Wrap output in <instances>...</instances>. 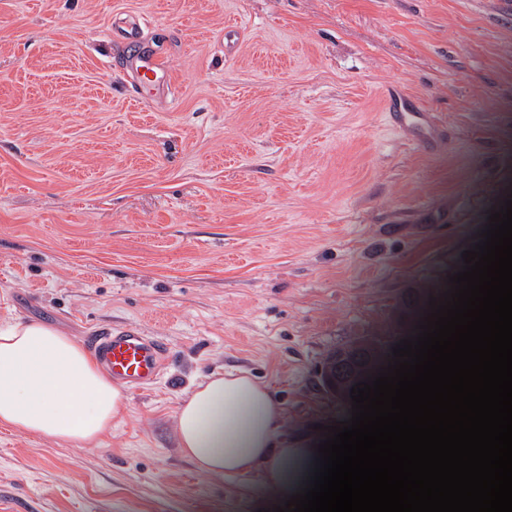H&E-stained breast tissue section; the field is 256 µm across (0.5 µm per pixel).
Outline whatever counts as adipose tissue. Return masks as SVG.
Here are the masks:
<instances>
[{
	"mask_svg": "<svg viewBox=\"0 0 512 512\" xmlns=\"http://www.w3.org/2000/svg\"><path fill=\"white\" fill-rule=\"evenodd\" d=\"M127 407L122 387L74 337L38 321L0 327V427L75 447L97 445ZM175 420L179 451L200 473H259L282 502L313 473L316 449L282 446L280 407L246 372L197 382Z\"/></svg>",
	"mask_w": 512,
	"mask_h": 512,
	"instance_id": "ef3b65f1",
	"label": "adipose tissue"
}]
</instances>
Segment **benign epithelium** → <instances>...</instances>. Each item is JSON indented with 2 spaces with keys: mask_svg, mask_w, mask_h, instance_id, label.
<instances>
[{
  "mask_svg": "<svg viewBox=\"0 0 512 512\" xmlns=\"http://www.w3.org/2000/svg\"><path fill=\"white\" fill-rule=\"evenodd\" d=\"M399 342L400 339L393 338L381 348L374 342L360 341L337 349L321 371L322 386L337 402L351 403L352 387L368 381L371 363L379 365L389 360Z\"/></svg>",
  "mask_w": 512,
  "mask_h": 512,
  "instance_id": "benign-epithelium-1",
  "label": "benign epithelium"
}]
</instances>
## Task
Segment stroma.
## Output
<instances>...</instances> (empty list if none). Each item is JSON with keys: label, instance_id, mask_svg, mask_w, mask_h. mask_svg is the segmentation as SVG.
<instances>
[{"label": "stroma", "instance_id": "1", "mask_svg": "<svg viewBox=\"0 0 512 512\" xmlns=\"http://www.w3.org/2000/svg\"><path fill=\"white\" fill-rule=\"evenodd\" d=\"M131 25L175 99L133 98ZM389 89L438 144L397 131ZM510 199L512 0H0V326L167 345L99 445L0 429V512H273L258 476L179 453L186 392L249 371L317 447L352 413L329 353L417 336Z\"/></svg>", "mask_w": 512, "mask_h": 512}]
</instances>
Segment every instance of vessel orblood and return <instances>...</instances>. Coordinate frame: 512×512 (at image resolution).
Here are the masks:
<instances>
[{
    "label": "vessel or blood",
    "mask_w": 512,
    "mask_h": 512,
    "mask_svg": "<svg viewBox=\"0 0 512 512\" xmlns=\"http://www.w3.org/2000/svg\"><path fill=\"white\" fill-rule=\"evenodd\" d=\"M128 68L131 86L141 91L149 86L155 95H173L170 70L165 61L150 50L141 49L130 56ZM396 127L409 139L430 145L435 141L434 127L422 112H400L394 119ZM91 351L100 359L109 375L130 390L155 382L163 372L166 349L157 338L145 335L135 327L113 328L89 339Z\"/></svg>",
    "instance_id": "obj_1"
}]
</instances>
